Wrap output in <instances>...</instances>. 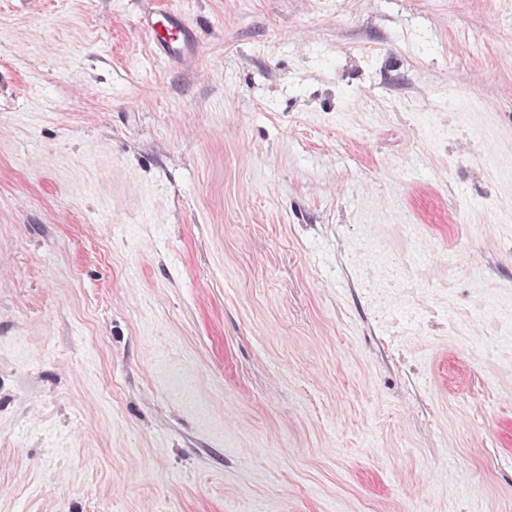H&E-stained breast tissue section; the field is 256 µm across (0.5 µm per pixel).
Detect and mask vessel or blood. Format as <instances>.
I'll list each match as a JSON object with an SVG mask.
<instances>
[{
  "label": "vessel or blood",
  "instance_id": "vessel-or-blood-1",
  "mask_svg": "<svg viewBox=\"0 0 512 512\" xmlns=\"http://www.w3.org/2000/svg\"><path fill=\"white\" fill-rule=\"evenodd\" d=\"M139 23L150 30L164 58L172 64H181L192 59L197 51L195 30L174 11L161 5L145 9Z\"/></svg>",
  "mask_w": 512,
  "mask_h": 512
}]
</instances>
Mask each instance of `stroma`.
<instances>
[{
    "instance_id": "35a3bbf8",
    "label": "stroma",
    "mask_w": 512,
    "mask_h": 512,
    "mask_svg": "<svg viewBox=\"0 0 512 512\" xmlns=\"http://www.w3.org/2000/svg\"><path fill=\"white\" fill-rule=\"evenodd\" d=\"M0 0V512H512V0ZM139 23L154 34L158 48L169 63L182 64L195 56L196 32L179 13L163 5L149 6L140 14Z\"/></svg>"
}]
</instances>
